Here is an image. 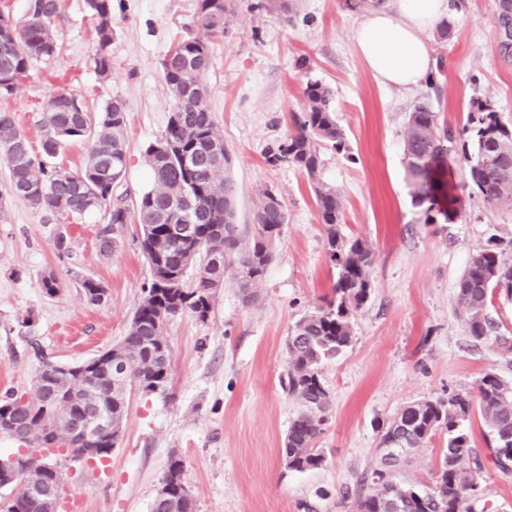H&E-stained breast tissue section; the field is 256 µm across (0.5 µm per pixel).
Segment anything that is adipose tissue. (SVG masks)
Returning a JSON list of instances; mask_svg holds the SVG:
<instances>
[{
    "label": "adipose tissue",
    "mask_w": 512,
    "mask_h": 512,
    "mask_svg": "<svg viewBox=\"0 0 512 512\" xmlns=\"http://www.w3.org/2000/svg\"><path fill=\"white\" fill-rule=\"evenodd\" d=\"M448 9V0H389L369 6L356 43L373 77L401 89L427 80L435 58L426 33Z\"/></svg>",
    "instance_id": "obj_1"
}]
</instances>
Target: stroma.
I'll list each match as a JSON object with an SVG mask.
<instances>
[{
  "label": "stroma",
  "mask_w": 512,
  "mask_h": 512,
  "mask_svg": "<svg viewBox=\"0 0 512 512\" xmlns=\"http://www.w3.org/2000/svg\"><path fill=\"white\" fill-rule=\"evenodd\" d=\"M368 0H229L227 32L211 47L202 80L210 110L232 156L235 221L253 226L265 190L283 203L288 222L273 259L244 304L226 282L206 321L173 317L165 327L172 369L167 396L132 389L121 440L104 463L65 467L63 512H151L170 460H181L196 512H356L352 492L377 462V426L423 399L475 392L494 373L512 381V354L472 341L456 313V285L470 257L490 241H512V206L477 193L461 157L449 161L458 205L427 223L415 205L402 162L409 115L428 102L440 127L463 143L467 111L489 103L512 129V52L502 48L498 0H449L447 34L429 33L437 60L432 75L408 90L380 85L355 40ZM196 0H112V73L99 77L95 21L85 0H63L57 56L31 64L15 91L0 96L32 148L44 136L50 98L71 92L93 110L113 98L127 104L128 147L123 186L138 197L150 184L146 146L160 137L174 106L161 61L183 36ZM334 93L344 151L321 148V182L339 190L341 232L366 240L374 253L372 294L354 319V339L322 367L330 395L314 446L321 468L285 467L281 448L299 400L281 386L285 343L296 321L330 297L336 270L308 177L265 159L293 131L307 83ZM102 214L70 220L71 255L58 259L57 218L9 199L0 209V396L29 393L43 362L73 365L125 336L151 279L138 248L137 224L120 229L102 255ZM64 282L55 297L41 278ZM107 290L88 303L77 280ZM485 467L474 512H512V479L493 465L480 416L470 421Z\"/></svg>",
  "instance_id": "stroma-1"
}]
</instances>
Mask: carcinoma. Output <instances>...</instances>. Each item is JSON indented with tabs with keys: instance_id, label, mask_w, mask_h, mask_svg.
Returning a JSON list of instances; mask_svg holds the SVG:
<instances>
[{
	"instance_id": "obj_1",
	"label": "carcinoma",
	"mask_w": 512,
	"mask_h": 512,
	"mask_svg": "<svg viewBox=\"0 0 512 512\" xmlns=\"http://www.w3.org/2000/svg\"><path fill=\"white\" fill-rule=\"evenodd\" d=\"M87 6L96 21L93 68L106 78L112 72V0H87ZM227 14V0H197L193 27L203 36L189 35L178 41L162 60L175 105L161 137L144 151L152 187L133 203L128 201V194L119 191L127 167V106L123 100L114 99L102 111L94 112L71 93L56 94L43 113L41 160L18 130L14 114L0 110V159L9 170L11 198L64 219L103 213L97 238L101 239L99 252L106 256L117 245L119 228L132 219L139 224L137 242L151 267L152 280L120 345L130 378L150 394L165 392L169 383L168 320L189 313L206 321L217 290L227 278L240 288L245 303L252 302V288L265 276L273 242L287 223L284 205L269 189L263 192L264 199L254 216L252 238L245 239L235 223L232 158L209 111L208 91L202 82L210 62V46L224 38ZM61 19V0H28L20 20L0 27L1 96L14 91L33 61L59 53L56 28ZM304 96L307 106L293 117L294 132L267 152L266 161L272 165L286 162L315 180L313 191L336 282L332 297L298 320L286 342L283 389L306 407L290 422L282 448L288 456V469L294 471L317 469L324 463L323 454L313 447L329 405L320 368L351 345L352 319L372 290L371 247L360 238L349 239L340 233L342 198L316 180L320 146L344 149L345 136L332 107L334 92L313 82L307 84ZM468 131L478 145L470 175L479 194L489 204L511 201L512 173L503 176L497 167L512 164V131L500 121L498 112L481 101L472 104ZM83 138L91 140V149L81 169L71 171L46 164L66 143ZM451 142L452 136L440 130L436 113L425 103L415 105L404 139V166L412 180L415 204L449 196L445 167ZM186 196L193 203V231L180 237L169 232V227L187 223L181 206ZM53 246L59 258L70 256L67 231L57 230ZM195 264L196 278L188 285L185 274ZM456 295L457 313L469 336L512 354V336L502 332V324L493 313L495 300L512 302V261L503 258L498 244L471 256ZM52 369L53 365L46 363L39 375L48 386L60 390L61 404L46 403L37 393L27 403L18 404L13 401L14 394H5L0 405L10 402L12 406L0 415V437H13L15 429L24 427L26 433L19 439L30 448L116 447L119 432L92 437L75 428L65 427L58 434L50 429L60 415L81 419L92 405L112 415L114 421L124 420L126 396L111 391L110 371L100 369L94 380L78 372L59 379L52 376ZM476 408L488 429L493 464L502 476H511L512 382L487 373L474 395L457 393L446 401L412 403L378 427L379 461L360 482L357 512H472L471 502L478 497L484 472L467 428ZM437 435L445 436L446 446L440 449L432 483L418 487L401 482L397 471L407 454L391 456L387 444L398 440L413 450ZM161 492L163 496L155 497L152 503V512H195L181 461L169 463ZM0 512H42V505L18 489L14 499L0 500Z\"/></svg>"
}]
</instances>
